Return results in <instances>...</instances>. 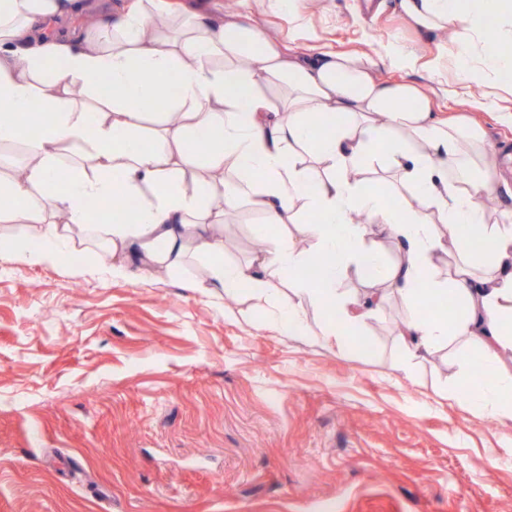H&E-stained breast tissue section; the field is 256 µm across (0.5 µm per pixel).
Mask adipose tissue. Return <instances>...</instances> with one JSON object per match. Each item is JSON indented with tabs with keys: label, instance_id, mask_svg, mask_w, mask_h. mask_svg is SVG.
I'll list each match as a JSON object with an SVG mask.
<instances>
[{
	"label": "adipose tissue",
	"instance_id": "obj_1",
	"mask_svg": "<svg viewBox=\"0 0 512 512\" xmlns=\"http://www.w3.org/2000/svg\"><path fill=\"white\" fill-rule=\"evenodd\" d=\"M84 7L83 0H0V148L19 145L24 156L22 175L0 172V223L30 226L26 257L55 261L79 231L106 244L118 272L129 263L174 269L194 252L228 295L260 287L278 269L297 284L294 301L276 315L283 333L306 335L301 311L309 303L328 316L326 342L367 353L355 332L367 303L341 286L352 269L368 284L395 287L413 307L454 297L448 315L410 321L403 335L410 355L454 338L512 352V184L486 151L479 123L438 118L415 84L380 82L370 56L290 52L237 16L160 5V30L149 39L136 0L105 15L99 30L49 34L48 23ZM398 7L413 29L447 34L463 52L482 26L512 14V0H399ZM162 83L172 94L154 115L140 103ZM75 85L91 103L72 95ZM274 87L286 93L275 122ZM37 114L47 121L26 137L24 124ZM198 141L205 152L194 150ZM377 160L403 188L394 203L363 176ZM64 171L70 178L60 189ZM117 192L136 221L92 223L90 202ZM244 199L266 224H285L300 209L312 215L298 235L313 240L326 263L310 269L287 233L249 263L226 264L215 229ZM358 214L365 223H355ZM373 224L397 238L398 262L368 245ZM443 262L441 280L435 270ZM462 395L476 410L512 420V381L487 376Z\"/></svg>",
	"mask_w": 512,
	"mask_h": 512
}]
</instances>
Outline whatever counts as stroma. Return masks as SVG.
Returning a JSON list of instances; mask_svg holds the SVG:
<instances>
[{"label":"stroma","instance_id":"35a3bbf8","mask_svg":"<svg viewBox=\"0 0 512 512\" xmlns=\"http://www.w3.org/2000/svg\"><path fill=\"white\" fill-rule=\"evenodd\" d=\"M184 12L246 15L300 52H364L384 82H411L439 117L466 111L512 180V85L468 69L454 44L409 27L396 0H173ZM400 39L412 61L390 53ZM260 215L224 218V261L257 254ZM0 512H512V421L458 398L487 351L461 339L406 359L399 324L415 315L384 287L360 334L373 351L325 345L275 324L293 297H226L191 256L174 270L112 271L80 245L30 263L22 224H1Z\"/></svg>","mask_w":512,"mask_h":512}]
</instances>
